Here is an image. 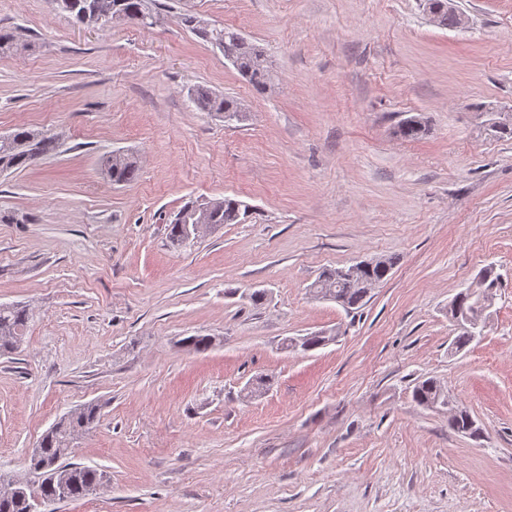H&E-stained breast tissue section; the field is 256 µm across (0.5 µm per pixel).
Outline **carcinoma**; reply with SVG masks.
Wrapping results in <instances>:
<instances>
[{
	"mask_svg": "<svg viewBox=\"0 0 512 512\" xmlns=\"http://www.w3.org/2000/svg\"><path fill=\"white\" fill-rule=\"evenodd\" d=\"M66 4L63 11L69 13L76 22L83 25H107L113 21H129L142 15L145 20L140 25H153L154 16L148 8V0H56ZM428 12L433 14V23L446 28L453 23V16L448 14V0H425ZM184 25L197 37L210 43L224 53V58L231 61L237 70L248 79L256 89H264L270 81V70L262 48L248 42L237 31L225 27H211L192 14H184ZM21 46L20 33L17 30L0 29V53L13 51ZM190 98L196 108L202 112H216L232 120L239 116L241 105L233 98L224 97L209 89L197 86L190 90ZM425 126L416 116L405 118L398 126L400 135L415 140L424 133ZM36 147L42 157L47 158L57 153L59 139L46 132L18 127L7 141H0V163L13 169L25 168L32 164L31 147ZM104 167L110 180L117 184H128L138 176V165L134 157L128 154L110 155L104 161ZM248 209L242 208V202L231 198H219L206 203H191L181 208L169 226V239L172 244L189 241L188 226L197 222L221 226L238 224L247 217ZM394 262L380 259L376 263L352 264L348 267L325 269L319 273L311 285L312 292L318 296L327 290L334 293L333 301L345 311L360 308L372 291L389 275ZM480 306L478 299L457 293L448 306L451 318L470 317L478 319ZM29 323V311L19 305H0V353H15L21 349ZM458 335L452 345L457 350L467 347L483 326H474L465 321L457 325ZM324 346L321 333L290 339L287 347L312 351ZM415 401L425 407L435 406L438 400L450 397L449 392L434 379L420 381L413 393ZM96 405H85L75 412L61 418L41 438L37 448L33 449L27 459V473L35 481L0 474L3 483H14L15 491L9 497L0 495V512H31L35 501L49 504L61 501L80 500L91 494L101 483L103 474L96 468L65 461L72 453L74 440L89 430L98 417ZM449 426L462 434L477 438L480 427L475 425L468 411L460 404H455V411L448 417ZM47 460L58 462L57 477L37 478L41 464Z\"/></svg>",
	"mask_w": 512,
	"mask_h": 512,
	"instance_id": "obj_1",
	"label": "carcinoma"
}]
</instances>
